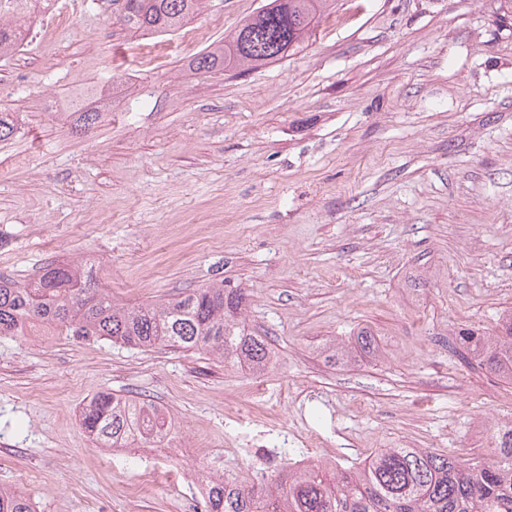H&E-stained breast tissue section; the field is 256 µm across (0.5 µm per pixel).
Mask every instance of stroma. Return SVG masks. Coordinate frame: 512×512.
<instances>
[{
	"label": "stroma",
	"instance_id": "obj_1",
	"mask_svg": "<svg viewBox=\"0 0 512 512\" xmlns=\"http://www.w3.org/2000/svg\"><path fill=\"white\" fill-rule=\"evenodd\" d=\"M266 2L201 0L192 34L141 35L98 0H0L24 30L0 57V276L80 261L126 303L220 280L274 352L259 374L38 324L0 336V488L37 512H201L209 476L468 458L485 410L512 419V385L456 347L512 309V9L335 0L281 61L193 69ZM364 332L376 355L326 360ZM102 391L165 412L168 447L96 448L81 413Z\"/></svg>",
	"mask_w": 512,
	"mask_h": 512
}]
</instances>
